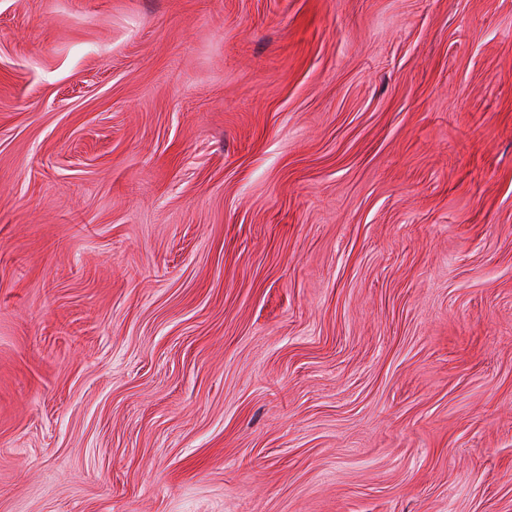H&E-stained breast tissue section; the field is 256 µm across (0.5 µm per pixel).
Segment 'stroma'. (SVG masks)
I'll list each match as a JSON object with an SVG mask.
<instances>
[{"label":"stroma","instance_id":"35a3bbf8","mask_svg":"<svg viewBox=\"0 0 512 512\" xmlns=\"http://www.w3.org/2000/svg\"><path fill=\"white\" fill-rule=\"evenodd\" d=\"M0 512H512V0H0Z\"/></svg>","mask_w":512,"mask_h":512}]
</instances>
